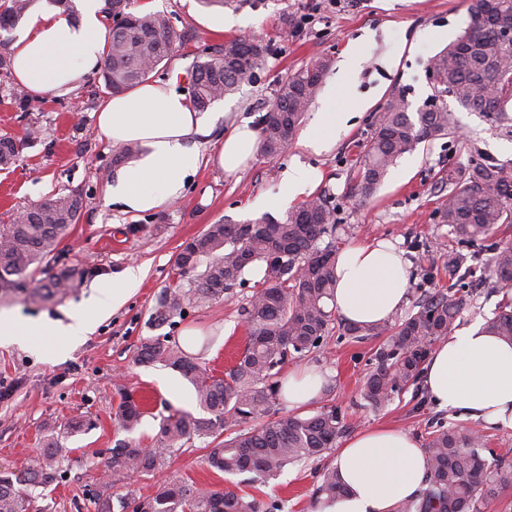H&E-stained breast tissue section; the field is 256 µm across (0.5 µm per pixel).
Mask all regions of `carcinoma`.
I'll list each match as a JSON object with an SVG mask.
<instances>
[{
  "label": "carcinoma",
  "instance_id": "obj_1",
  "mask_svg": "<svg viewBox=\"0 0 512 512\" xmlns=\"http://www.w3.org/2000/svg\"><path fill=\"white\" fill-rule=\"evenodd\" d=\"M108 39L100 78L105 93L126 92L158 74L161 66L188 40L176 32L168 14L134 12L131 0H105ZM467 20L457 38L432 58L439 80L436 95L411 112L402 96L387 100L366 148L356 161L360 194L373 196L391 167L429 138L456 132L445 96L468 104L507 123L512 102V41L500 35L512 26V0H466ZM33 0H0V31L14 29ZM268 47L244 35L227 39L193 56L185 69L192 104L199 112L237 92L240 84L263 64ZM329 68H301L291 74L268 112L260 117L261 151L274 158L285 151L315 99ZM26 141L0 135V168H8ZM448 195L438 208L440 222L450 227L464 254L448 251L449 286L427 292L415 301L416 311L380 325L359 326L342 321L339 337L354 341L384 338L361 390L365 406L378 410L394 396L420 384L422 365L433 343L453 330L465 292L478 285L476 272L491 262L496 283L512 288V246L490 242L499 227L512 224V169L486 161L464 170L448 167ZM85 207L78 191L58 194L28 208L0 225V290L22 286L29 268L54 255ZM336 220L326 198L317 194L283 218L271 216L243 224H209L185 241L176 267L188 274L204 267L193 287L165 289L154 308L155 326L172 324L186 307L205 305L244 285L257 263L265 265L263 281L254 286L239 315L248 341L235 365L218 377L181 347L158 337L142 343L133 354L137 365L161 363L177 371L193 387L205 415L173 410L159 423L154 447L144 448L132 437L145 411L129 392L121 394L117 421L130 437L90 461L95 470L115 478L155 474L165 469L171 454L190 440L212 439L209 466L224 474L249 472L258 479L278 475L290 464L318 459L336 447L345 423L332 405L308 415H277L279 372L288 359H300L317 349L335 321L330 307L335 287ZM78 271L65 267L53 275L46 295L62 293ZM497 335L512 341V298L490 323ZM484 440L472 432L439 425L425 442L429 473L421 493L399 501L394 512H483L499 492L512 487V462L488 461ZM43 453L25 476L0 473V512H44L38 498L24 486H46L57 479L60 460L73 449L50 435ZM105 481L92 493L96 512H113L112 487ZM343 493L335 468L321 474L312 508L321 509ZM120 512H276L266 503L235 490L198 489L164 481L155 495L117 497Z\"/></svg>",
  "mask_w": 512,
  "mask_h": 512
}]
</instances>
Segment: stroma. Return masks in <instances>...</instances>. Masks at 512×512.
Segmentation results:
<instances>
[{
	"instance_id": "obj_1",
	"label": "stroma",
	"mask_w": 512,
	"mask_h": 512,
	"mask_svg": "<svg viewBox=\"0 0 512 512\" xmlns=\"http://www.w3.org/2000/svg\"><path fill=\"white\" fill-rule=\"evenodd\" d=\"M147 2L153 10L170 14L177 32L190 37L163 69L165 78H177L180 91L189 89L180 78L184 67L204 48L250 33L268 44L265 63L255 77L236 94L215 102L213 111L256 123L297 69L330 60L325 76L330 82L351 54L358 67L350 77V92H337L326 105L314 100L301 124L309 126L314 112L323 107L348 111L352 92L371 99L372 105L350 119L330 150L317 153L296 139L278 157L256 155L246 169L230 175L207 161L187 180L179 198L161 210L131 214L105 200L106 187L117 173L111 165L115 149L97 131L101 99L92 95L90 86L72 98L52 92L34 97L33 110L25 113L16 110L9 85L0 82V134L21 139L29 131L37 133L16 164L0 170V224L69 189L81 191L86 200L80 221L72 225L53 258L26 278L24 289L0 291V312L63 322L94 289L124 287L129 268L140 272L125 304L93 334L73 343L49 334L30 342L0 344V471L23 475L48 434L59 435L72 450L60 465L57 481L32 490L46 512H84L89 506L88 491L97 474L87 467V458L126 437L114 421L121 392H131L146 409L136 436L147 447L170 410L200 415L193 387L178 372L159 363H133L132 354L143 341L168 336L219 376L242 352L247 332L238 307L262 279L260 264L232 298L187 307L185 316L171 326L151 322L162 291L182 282L174 269L182 244L206 225L257 219L254 200L277 195L284 173L292 167L302 169L311 179L310 194L326 197L343 244L386 238L404 250L411 302L422 291L448 285V256L437 246L449 234L448 225L439 223L436 215L448 193L442 175L449 167H464L473 160L512 166V123L495 122L452 101L448 110L456 134L428 139L405 154L372 197L361 198L356 191L355 163L386 101L400 95L416 109L434 95L427 69L432 57L463 27L465 0H230L222 7H205L200 0H135V10ZM223 15L241 18L242 23L219 32L201 22L205 16ZM305 15L312 18L305 28L284 27V18L297 21ZM64 265L83 270V277L75 279L65 294L48 300L32 296L33 287L47 283ZM410 302L404 312H411ZM378 346V340L356 342L333 331L313 354L289 361L287 367L328 372L330 394L325 401L343 416L345 437L372 426L393 425L423 439L432 426L442 423L478 432L493 455L512 461V430L488 428L432 405H419L414 391L395 396L382 410L366 409L359 393ZM76 419L89 421V428L67 433L68 424ZM206 454L202 441L186 444L162 477L211 490L244 491L278 502L282 512H313L320 474L335 461L334 453L328 452L261 482L248 473L212 471Z\"/></svg>"
}]
</instances>
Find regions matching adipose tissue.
<instances>
[{"instance_id":"1","label":"adipose tissue","mask_w":512,"mask_h":512,"mask_svg":"<svg viewBox=\"0 0 512 512\" xmlns=\"http://www.w3.org/2000/svg\"><path fill=\"white\" fill-rule=\"evenodd\" d=\"M79 18L34 5L11 46L12 74L30 94L67 95L98 72L107 26L104 0H78ZM218 112H198L170 80L150 79L134 90L105 99L97 129L112 145L140 143L139 156L120 168L105 199L137 214L161 209L178 197L187 177L202 163L198 143L221 120ZM258 149V133L248 121L230 123L211 160L225 173L238 172ZM409 264L388 240L353 243L337 257L333 305L339 317L356 324L391 320L407 301ZM122 288H103L73 312L69 322L49 324L0 315V343L45 333L77 340L125 301ZM314 369L281 380L289 409L315 402L326 385ZM421 386L441 410L463 419L512 429V342L475 322L452 332L430 352ZM335 463L346 488L322 512H393L398 501L420 494L427 476V455L420 441L393 427L368 428L343 443Z\"/></svg>"}]
</instances>
